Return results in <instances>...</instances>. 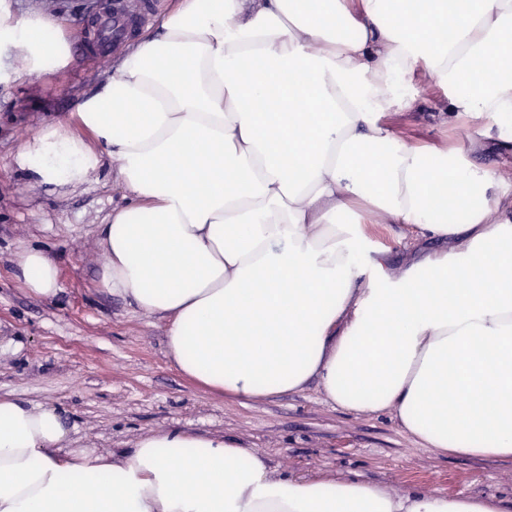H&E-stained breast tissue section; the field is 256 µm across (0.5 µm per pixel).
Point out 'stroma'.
<instances>
[{
    "instance_id": "35a3bbf8",
    "label": "stroma",
    "mask_w": 512,
    "mask_h": 512,
    "mask_svg": "<svg viewBox=\"0 0 512 512\" xmlns=\"http://www.w3.org/2000/svg\"><path fill=\"white\" fill-rule=\"evenodd\" d=\"M16 12L64 18L75 39L65 69L0 87V396L56 407L75 425L72 447H132L170 427L234 438L262 452L272 468L299 476L362 474L398 491L512 502V462L438 456L384 414H358L326 402L318 385L273 400L242 403L204 392L169 360L161 319L99 287L104 256L99 225L124 205L111 163L78 186L26 180L20 145L46 123L66 119L96 89L122 46L94 44L87 20L97 0H11ZM432 84L419 89L400 129L426 143L446 140ZM40 247L59 263L54 296L29 293L13 272L16 254Z\"/></svg>"
}]
</instances>
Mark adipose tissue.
I'll return each mask as SVG.
<instances>
[{"mask_svg":"<svg viewBox=\"0 0 512 512\" xmlns=\"http://www.w3.org/2000/svg\"><path fill=\"white\" fill-rule=\"evenodd\" d=\"M70 61L62 20L0 0V84ZM425 77L468 142L393 127ZM511 117L512 0H177L15 162L76 186L111 161L131 199L98 228L100 285L164 320L199 388L256 402L314 381L434 454L508 462L512 183L473 156L491 140L512 156ZM388 224L392 244L370 249ZM15 275L58 291L43 249ZM72 430L0 398V512H503L298 477L235 439L165 429L103 454L70 447Z\"/></svg>","mask_w":512,"mask_h":512,"instance_id":"adipose-tissue-1","label":"adipose tissue"}]
</instances>
